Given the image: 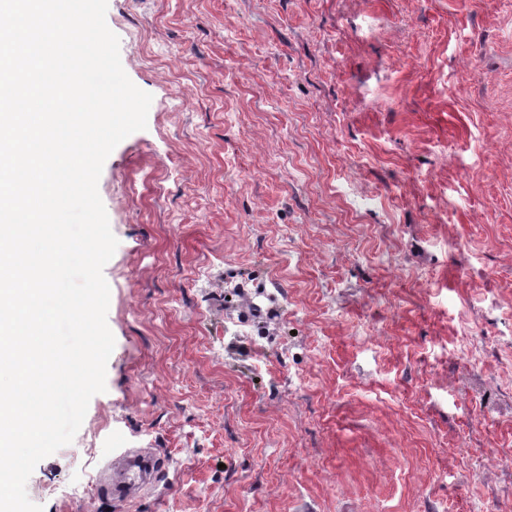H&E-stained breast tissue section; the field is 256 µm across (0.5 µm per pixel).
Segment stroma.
Returning a JSON list of instances; mask_svg holds the SVG:
<instances>
[{
    "mask_svg": "<svg viewBox=\"0 0 512 512\" xmlns=\"http://www.w3.org/2000/svg\"><path fill=\"white\" fill-rule=\"evenodd\" d=\"M115 347L43 512H512V0H108ZM373 198L351 212L350 196ZM160 482L117 501L113 461Z\"/></svg>",
    "mask_w": 512,
    "mask_h": 512,
    "instance_id": "35a3bbf8",
    "label": "stroma"
}]
</instances>
